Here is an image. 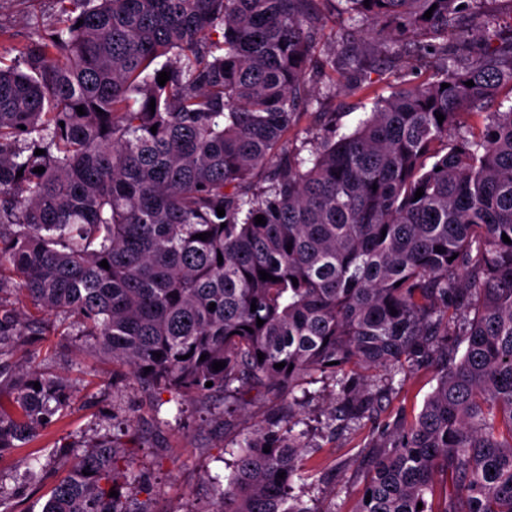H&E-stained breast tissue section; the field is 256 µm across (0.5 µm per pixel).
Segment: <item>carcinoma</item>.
<instances>
[{
    "instance_id": "carcinoma-1",
    "label": "carcinoma",
    "mask_w": 512,
    "mask_h": 512,
    "mask_svg": "<svg viewBox=\"0 0 512 512\" xmlns=\"http://www.w3.org/2000/svg\"><path fill=\"white\" fill-rule=\"evenodd\" d=\"M481 3L58 0L55 23L19 50L27 70L5 64L14 48L0 44V266L34 315H76L91 351L179 396L291 393L320 374L357 431L404 384L397 375L435 364L419 414L371 439L355 512H512V243L502 240L512 239V105L485 112L512 86V41L493 46ZM336 10L372 27V51L317 65L313 46ZM420 32L436 68L370 98L372 58L401 57ZM457 50L475 59L460 67ZM338 68L370 112L337 140L289 147L317 102L311 74ZM465 111L486 124L461 126ZM18 325L0 303V378L12 390L0 457L73 399L68 382L1 348ZM377 367L382 386L365 375ZM293 405L238 436L204 512H322L294 494L295 480L322 477ZM43 477L17 473L8 489L0 474V512ZM141 478L103 436L74 454L42 512H129L110 492Z\"/></svg>"
}]
</instances>
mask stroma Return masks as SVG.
Instances as JSON below:
<instances>
[{
    "mask_svg": "<svg viewBox=\"0 0 512 512\" xmlns=\"http://www.w3.org/2000/svg\"><path fill=\"white\" fill-rule=\"evenodd\" d=\"M56 10L55 0H0V29L12 43L25 44L33 38L37 24L53 22ZM347 43L366 52L372 39L365 30L346 37L342 18H330L320 31L314 56L323 60ZM433 66V60L419 52L393 63L380 61L371 75L373 88L380 96H388L394 87L428 77ZM313 88L321 111L303 116L289 131L290 145L352 131L362 116L361 97L346 89L344 79H337L332 92L320 78L314 79ZM45 321L50 333L18 337L16 349L51 352L45 370L72 386L74 401L62 422L0 456V471L5 473L29 468L47 471L44 481L18 498V512H41L50 480L71 468L72 460L61 452V445H88L106 434L126 445L128 454L137 460L145 488L136 499L147 504L150 512H203L210 500L209 476L230 473L233 457L227 447L231 440L263 425L275 399L264 390L252 389L230 408L218 393L176 403L169 392L148 388L109 358L91 353L77 316L52 314ZM437 379L436 367L411 369L399 393L383 401L356 432L336 430L329 424L338 403V389L332 381L305 383L308 395L299 416L311 432L312 460L319 464L324 481L316 489L304 490L303 499H316L326 512H353L363 487L358 459L372 436L380 434L397 414L416 416Z\"/></svg>",
    "mask_w": 512,
    "mask_h": 512,
    "instance_id": "stroma-1",
    "label": "stroma"
}]
</instances>
